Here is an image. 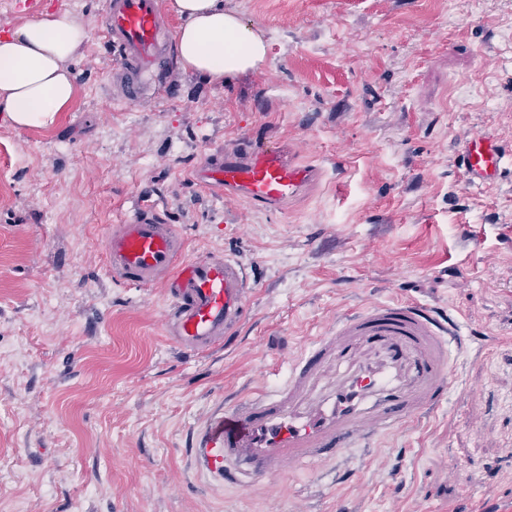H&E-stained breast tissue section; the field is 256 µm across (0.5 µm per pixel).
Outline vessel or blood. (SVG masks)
<instances>
[{
	"label": "vessel or blood",
	"instance_id": "1",
	"mask_svg": "<svg viewBox=\"0 0 512 512\" xmlns=\"http://www.w3.org/2000/svg\"><path fill=\"white\" fill-rule=\"evenodd\" d=\"M101 26L127 101L148 96L170 67L174 29L163 0H107ZM512 150L473 132L455 158L467 181H499ZM316 175L291 145L274 142L210 156L195 171L206 189L273 211L299 197ZM116 282L163 285L165 330L180 348L205 354L232 335L250 283L234 259L191 258L175 226L149 204L111 225L104 240ZM464 336L452 320L417 302L372 305L344 315L289 364L277 390L256 389L204 425L193 449L201 470L247 490L306 465L322 468L346 449L366 447L443 405L452 388L453 348Z\"/></svg>",
	"mask_w": 512,
	"mask_h": 512
}]
</instances>
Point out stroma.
<instances>
[{"label": "stroma", "instance_id": "1", "mask_svg": "<svg viewBox=\"0 0 512 512\" xmlns=\"http://www.w3.org/2000/svg\"><path fill=\"white\" fill-rule=\"evenodd\" d=\"M0 0V32L50 8L90 29L75 97L49 128L0 122V512H512V161L471 186L473 129L512 145V0L448 19L443 0H224L262 31L254 72L173 67L145 102L112 85L104 0ZM285 140L320 170L275 211L204 190L216 149ZM147 200L187 254H225L253 288L229 344L178 351L163 286L113 281L103 240ZM410 300L491 338L429 421L348 449L340 482L302 469L249 491L187 448L209 413L343 313Z\"/></svg>", "mask_w": 512, "mask_h": 512}]
</instances>
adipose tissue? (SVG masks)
I'll list each match as a JSON object with an SVG mask.
<instances>
[{"label":"adipose tissue","mask_w":512,"mask_h":512,"mask_svg":"<svg viewBox=\"0 0 512 512\" xmlns=\"http://www.w3.org/2000/svg\"><path fill=\"white\" fill-rule=\"evenodd\" d=\"M168 7L181 21L176 55L184 71L221 84L265 62L262 33L226 11L224 0H168ZM89 39L82 20L48 10L1 33L0 121L52 126L73 99L76 76L71 63Z\"/></svg>","instance_id":"ef3b65f1"}]
</instances>
